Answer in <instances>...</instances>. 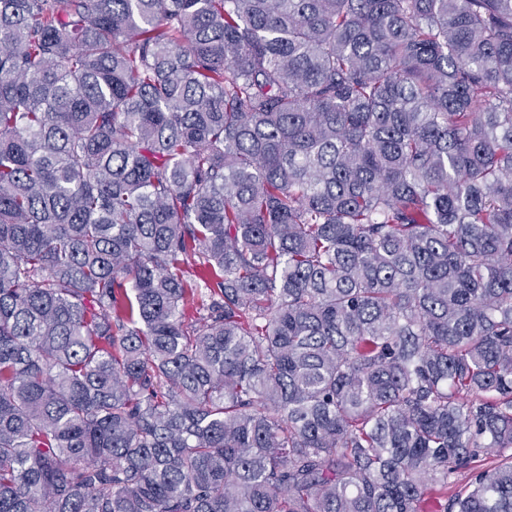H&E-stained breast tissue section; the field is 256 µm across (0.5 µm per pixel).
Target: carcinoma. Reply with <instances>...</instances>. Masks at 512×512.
Listing matches in <instances>:
<instances>
[{"instance_id": "1", "label": "carcinoma", "mask_w": 512, "mask_h": 512, "mask_svg": "<svg viewBox=\"0 0 512 512\" xmlns=\"http://www.w3.org/2000/svg\"><path fill=\"white\" fill-rule=\"evenodd\" d=\"M429 490L512 512V0H0V512Z\"/></svg>"}]
</instances>
